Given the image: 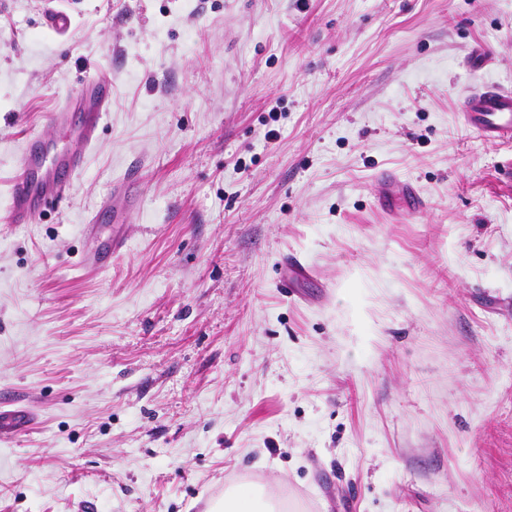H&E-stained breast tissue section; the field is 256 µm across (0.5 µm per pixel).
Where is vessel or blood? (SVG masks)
I'll use <instances>...</instances> for the list:
<instances>
[{
	"mask_svg": "<svg viewBox=\"0 0 512 512\" xmlns=\"http://www.w3.org/2000/svg\"><path fill=\"white\" fill-rule=\"evenodd\" d=\"M111 100L112 78L106 70H96L87 77L80 92L67 97L52 115L55 126L73 141V148H56L34 133L26 137L7 204L0 210V222L39 223L50 202L69 194L73 177L83 170L88 151L97 143V132ZM76 106L83 108L84 114L82 123L74 127L69 114ZM460 114L466 126L484 140L512 143V89L486 83L469 88L460 97ZM97 218V213H90L82 226L84 237L94 242L84 254L82 265L104 273L111 268L113 258L126 251L128 239L118 228L109 235H101ZM281 267L280 286L289 295L294 294L299 281L312 275L311 267L293 254L283 257ZM29 421L24 410L0 411V441L27 427Z\"/></svg>",
	"mask_w": 512,
	"mask_h": 512,
	"instance_id": "b4317fda",
	"label": "vessel or blood"
}]
</instances>
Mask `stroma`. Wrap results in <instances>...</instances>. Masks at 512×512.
Wrapping results in <instances>:
<instances>
[{
  "label": "stroma",
  "instance_id": "1",
  "mask_svg": "<svg viewBox=\"0 0 512 512\" xmlns=\"http://www.w3.org/2000/svg\"><path fill=\"white\" fill-rule=\"evenodd\" d=\"M99 68L71 194L0 223V403L35 416L0 442V512H205L236 482L512 512V144L458 109L512 88V0H0V209ZM131 170L136 207L103 208ZM96 210L128 236L103 274ZM289 251L314 269L293 298ZM98 212L90 213L82 224L83 236L93 239L95 244L82 258L84 269L105 273L112 267V258L121 256L127 250L128 238L121 228L102 237L97 224Z\"/></svg>",
  "mask_w": 512,
  "mask_h": 512
}]
</instances>
